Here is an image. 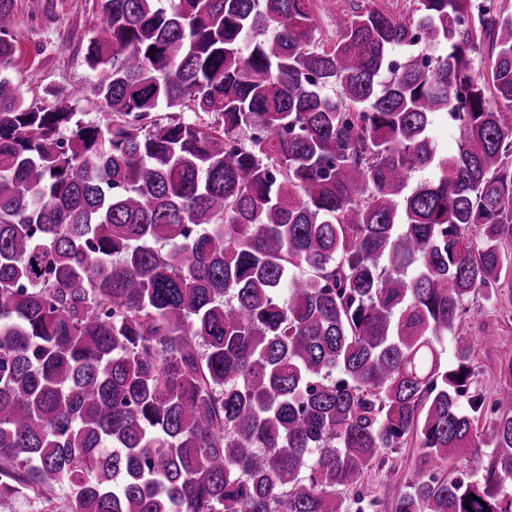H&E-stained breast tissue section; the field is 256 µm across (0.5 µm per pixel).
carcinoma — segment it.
<instances>
[{
    "instance_id": "cac0c4a2",
    "label": "carcinoma",
    "mask_w": 512,
    "mask_h": 512,
    "mask_svg": "<svg viewBox=\"0 0 512 512\" xmlns=\"http://www.w3.org/2000/svg\"><path fill=\"white\" fill-rule=\"evenodd\" d=\"M100 2L84 122L21 98L0 0V512H379L410 440L394 512H512V358L477 389L466 306L512 241V14L320 50L310 0ZM433 137L439 148L447 152L455 148V141L458 137V130L448 124V119L443 114H439L433 119ZM419 460V448L408 442L398 453H386L378 465L365 477V484L372 491L385 493V506L381 512H393L396 499L405 490L406 474L414 470Z\"/></svg>"
}]
</instances>
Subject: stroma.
<instances>
[{
  "mask_svg": "<svg viewBox=\"0 0 512 512\" xmlns=\"http://www.w3.org/2000/svg\"><path fill=\"white\" fill-rule=\"evenodd\" d=\"M384 11L396 20L412 17L414 0H312L314 40L330 44L336 35V18L352 15L357 7ZM11 43L17 49L10 74L21 96L29 103L50 106L57 93L72 97L71 104L87 121L97 120L102 104L94 87L98 75L86 61V48L96 35L102 16L99 0H14ZM473 335L483 345L474 352L478 387L487 395L500 391L497 368L501 359L512 357V299L488 302L483 294L469 297ZM419 460L415 444L384 454L365 478L370 490L383 492L381 512H393L396 499L405 490L406 474Z\"/></svg>",
  "mask_w": 512,
  "mask_h": 512,
  "instance_id": "35a3bbf8",
  "label": "stroma"
}]
</instances>
